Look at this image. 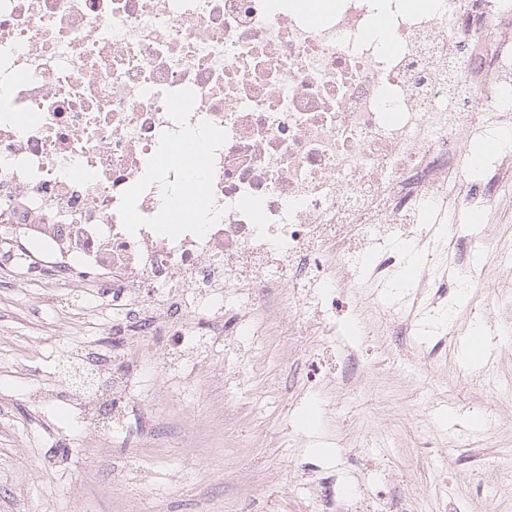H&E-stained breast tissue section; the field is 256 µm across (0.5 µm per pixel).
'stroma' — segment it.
<instances>
[{"label":"stroma","instance_id":"35a3bbf8","mask_svg":"<svg viewBox=\"0 0 512 512\" xmlns=\"http://www.w3.org/2000/svg\"><path fill=\"white\" fill-rule=\"evenodd\" d=\"M82 291L94 303L76 311L71 286L23 283L0 266V512H320L317 474L381 502L388 491H412L406 512H512L495 466L512 457V399L491 396L483 369L464 367L456 350L479 312L498 377L512 376V339L495 333L504 321L486 308L488 289H449L433 317L453 329L446 340L427 333L413 352L386 361L385 339L365 338V384L354 397L333 383L313 402L284 394L286 366L306 359L296 336L263 337L260 368L233 361L229 384L220 350L201 383L142 365L134 390L152 404L146 418L157 429L148 442L142 415L120 435L88 432L72 406L29 396L62 380L60 362L78 341L111 348L108 301L93 284ZM315 404L323 409L316 429ZM126 467L149 469L150 483L109 485V470ZM379 512L390 509L382 502Z\"/></svg>","mask_w":512,"mask_h":512}]
</instances>
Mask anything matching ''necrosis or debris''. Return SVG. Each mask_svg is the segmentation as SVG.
I'll list each match as a JSON object with an SVG mask.
<instances>
[{"instance_id":"obj_1","label":"necrosis or debris","mask_w":512,"mask_h":512,"mask_svg":"<svg viewBox=\"0 0 512 512\" xmlns=\"http://www.w3.org/2000/svg\"><path fill=\"white\" fill-rule=\"evenodd\" d=\"M331 3L314 22L299 0H0L9 261L112 307L111 349L73 352L105 387L71 393L84 428L126 429L137 358L196 377L282 321L314 391L351 306L405 347L459 282L512 301V243L459 223L512 214V0ZM191 129L198 164H159ZM192 185L201 221L168 226Z\"/></svg>"}]
</instances>
